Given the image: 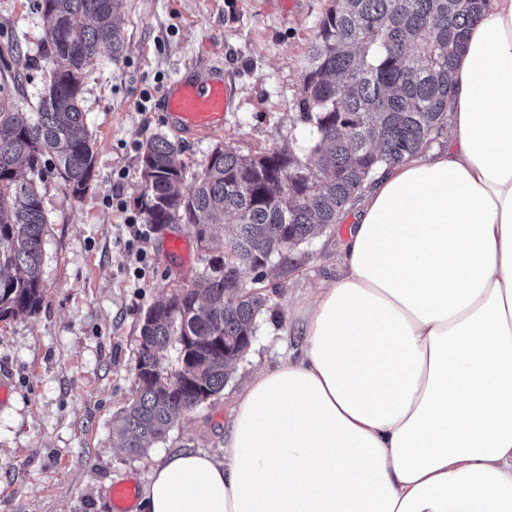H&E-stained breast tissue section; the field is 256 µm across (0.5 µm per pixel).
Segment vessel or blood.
<instances>
[{"label": "vessel or blood", "mask_w": 512, "mask_h": 512, "mask_svg": "<svg viewBox=\"0 0 512 512\" xmlns=\"http://www.w3.org/2000/svg\"><path fill=\"white\" fill-rule=\"evenodd\" d=\"M163 103L178 130L197 136L222 125L233 96L221 71L192 67L169 85Z\"/></svg>", "instance_id": "vessel-or-blood-1"}]
</instances>
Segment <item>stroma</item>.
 <instances>
[{
    "label": "stroma",
    "mask_w": 512,
    "mask_h": 512,
    "mask_svg": "<svg viewBox=\"0 0 512 512\" xmlns=\"http://www.w3.org/2000/svg\"><path fill=\"white\" fill-rule=\"evenodd\" d=\"M332 0H125L118 23L120 58L85 66L82 107L96 153L82 198L47 176L40 183L48 224L43 241L41 309L0 321V512H107L111 485L142 491L162 455L194 448L219 456L233 410L254 373L300 357L301 311L342 273L338 224L268 270L262 283L245 269L246 289L266 303L256 336L224 385L184 415L147 454L128 455L113 427L134 395L140 327L146 309L178 283L203 273L212 255L185 224L132 227L139 217V150L156 136L182 150L184 190L215 148L241 155L305 147L293 107L317 24ZM21 52L30 65L11 84L12 101L30 111L42 89L45 27L36 0H0V68ZM220 68L234 103L223 126L201 137L175 132L161 101L188 67ZM120 194L123 208L112 207ZM189 244V260L170 255V240ZM139 241L142 257L129 249Z\"/></svg>",
    "instance_id": "stroma-1"
}]
</instances>
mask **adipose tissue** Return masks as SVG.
Wrapping results in <instances>:
<instances>
[{"label":"adipose tissue","mask_w":512,"mask_h":512,"mask_svg":"<svg viewBox=\"0 0 512 512\" xmlns=\"http://www.w3.org/2000/svg\"><path fill=\"white\" fill-rule=\"evenodd\" d=\"M444 149L381 168L301 361L222 459L161 457L141 512H512V0L469 29Z\"/></svg>","instance_id":"1"}]
</instances>
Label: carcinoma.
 I'll use <instances>...</instances> for the list:
<instances>
[{"label":"carcinoma","mask_w":512,"mask_h":512,"mask_svg":"<svg viewBox=\"0 0 512 512\" xmlns=\"http://www.w3.org/2000/svg\"><path fill=\"white\" fill-rule=\"evenodd\" d=\"M492 0H334L322 16L294 107L305 128L293 149L242 156L216 148L188 193L182 150L163 136L141 147L135 204L155 227L189 224L224 242L209 270L180 297L149 306L135 365L134 397L118 426L120 447L140 456L176 420L224 390L252 344L264 300L239 298L241 270L263 280L274 258L340 223L382 167L420 155L448 129L455 62L468 27ZM123 0H37L49 69L36 106L0 98V321L33 314L44 301L46 218L22 167L55 177L76 198L89 189L95 152L85 130L86 63L124 51L115 22ZM175 345L178 366H163ZM181 372V386L167 388Z\"/></svg>","instance_id":"carcinoma-1"}]
</instances>
